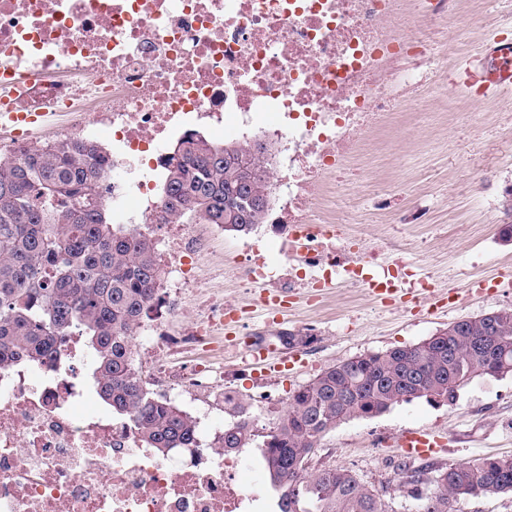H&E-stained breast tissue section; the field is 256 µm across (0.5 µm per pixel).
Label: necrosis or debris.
Returning <instances> with one entry per match:
<instances>
[{
    "label": "necrosis or debris",
    "mask_w": 512,
    "mask_h": 512,
    "mask_svg": "<svg viewBox=\"0 0 512 512\" xmlns=\"http://www.w3.org/2000/svg\"><path fill=\"white\" fill-rule=\"evenodd\" d=\"M479 22L458 0H0V159L40 142L14 134L12 112L40 113L55 143L103 142L113 217L156 242L159 296L193 298L184 331L150 318L135 337L194 353L167 369L170 389L217 395L225 303L207 286L224 265L202 277L212 235L163 218L166 144L198 128L281 143L266 223L317 280L340 269L364 287L363 264L338 265L320 232L353 221L354 190L335 181L415 93L435 47ZM85 360L71 337L52 364L0 370V512H258L239 482L247 458L218 446L221 422L204 418L197 447L161 456L133 420L91 404L76 373Z\"/></svg>",
    "instance_id": "obj_1"
}]
</instances>
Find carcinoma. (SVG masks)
<instances>
[{
    "label": "carcinoma",
    "instance_id": "carcinoma-1",
    "mask_svg": "<svg viewBox=\"0 0 512 512\" xmlns=\"http://www.w3.org/2000/svg\"><path fill=\"white\" fill-rule=\"evenodd\" d=\"M266 155L256 141L181 139L162 185L169 220L249 232L265 215L256 202L266 198ZM243 166L254 171L247 184ZM107 178L102 148L85 139L0 161V367L16 359L48 363L58 343L80 336L96 394L112 412L131 417L161 455L194 448V418L150 392L135 366L132 331L150 310L163 271L151 239L113 223ZM447 331L440 347L418 343L327 367L293 393L278 425L261 436L243 400L225 393L234 421L224 428L222 448H248L261 437L256 443L279 512H388L350 470L310 472L308 462L320 438L348 419L434 393L452 403L477 376L512 374V309L497 312L491 324L462 318ZM403 487L424 499L423 512H455L461 499L512 493V456L408 469Z\"/></svg>",
    "mask_w": 512,
    "mask_h": 512
}]
</instances>
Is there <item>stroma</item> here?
I'll return each instance as SVG.
<instances>
[{
	"instance_id": "1",
	"label": "stroma",
	"mask_w": 512,
	"mask_h": 512,
	"mask_svg": "<svg viewBox=\"0 0 512 512\" xmlns=\"http://www.w3.org/2000/svg\"><path fill=\"white\" fill-rule=\"evenodd\" d=\"M462 5L492 17V25L475 30L466 42L439 45L435 59L444 79L426 86L423 110L402 105L365 150L368 165L358 178V208L366 209L384 182L397 183L402 195L377 223L343 228L344 235L380 247L379 264L411 263L418 278L439 289L456 288L460 299L445 313L386 307L340 278L324 291L289 289L294 305L272 323L256 306L261 284L242 282L246 258L260 247L280 272L301 274L300 257L270 224L245 235L221 233L212 252L232 276L213 290L225 302L250 310L237 330V348L224 352V389L244 399L264 391L278 395L276 404L252 408L258 427L273 426L291 395L329 365L409 347L461 318L512 308V236L504 233L512 225V124L499 118L512 113V90L492 91L468 76L486 45L512 42V5L507 0H462ZM393 241L401 243V251L389 250ZM481 278L487 289L469 292L471 281ZM289 331L310 338L307 345L288 349L290 371L252 377L246 342H276ZM418 427L448 436L447 453L431 461L435 467L512 456V376L474 378L451 405L416 399L376 417L342 422L319 440L309 468L349 469L382 495L389 512H418L419 501L400 486L408 460L391 446L402 431Z\"/></svg>"
}]
</instances>
